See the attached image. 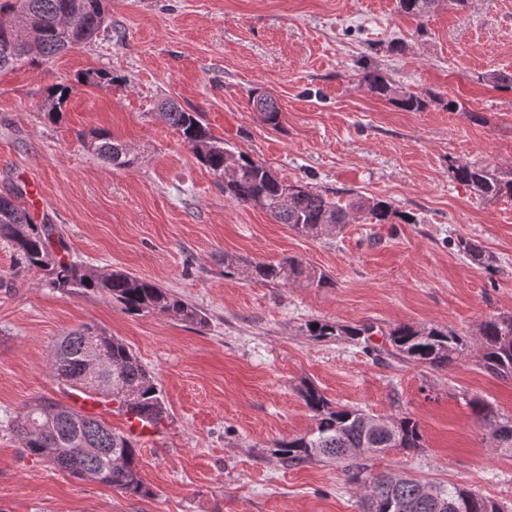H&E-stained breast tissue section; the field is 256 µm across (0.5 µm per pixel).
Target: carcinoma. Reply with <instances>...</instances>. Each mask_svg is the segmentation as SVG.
<instances>
[{"instance_id": "obj_1", "label": "carcinoma", "mask_w": 512, "mask_h": 512, "mask_svg": "<svg viewBox=\"0 0 512 512\" xmlns=\"http://www.w3.org/2000/svg\"><path fill=\"white\" fill-rule=\"evenodd\" d=\"M447 3V0H398L401 12L422 22ZM105 18V0H14L0 7V70L34 66L61 53L76 49L92 40ZM115 77L103 70H87L78 77L84 86L107 88ZM369 91L408 112L427 106L424 98L403 92L377 70L363 76ZM73 88L66 85L50 90L40 107L44 116L54 121ZM261 120L278 125L280 106L276 99L255 91L250 99ZM161 117L182 141L195 149L204 147L197 159L219 177H224V162L231 154L224 140L212 135L202 113L187 111L170 100L162 107ZM93 152L114 168L131 164L127 144L107 132L92 135ZM236 178L224 181V195L242 205L266 212L279 224L298 234L318 237L326 231L341 230L366 215L373 224H388L397 215L393 205L380 198L360 197L342 205L306 183L287 182L266 164L242 154L237 155ZM454 180L478 196L495 200L512 199V172L499 173L484 165L460 163L452 166ZM292 189L288 204H282L287 189ZM22 190L0 193V237L9 241L21 262L47 271L49 283L61 293L101 294L135 315L159 314L203 327L204 312L178 295L122 269L106 273L87 269L57 255L53 246V228L37 224L21 207ZM251 281L262 284L306 283L327 288L333 282L322 271L288 257L277 263L249 265ZM375 326L371 323L342 325L311 322L307 332L315 339L371 341ZM467 337L435 327L422 331L411 324H401L388 334L390 350L375 349L403 361L442 371L453 366L467 348ZM479 363L502 380H512V315H496L479 325L477 334ZM97 352L100 375L87 370L85 356ZM49 369L69 388L105 404L115 411L133 415L142 426L154 430L168 417L161 390L155 377L122 340L86 325L59 338L51 346ZM302 398L314 413L317 425L309 433L276 443L278 454L290 466L318 458L346 464L351 478L364 489L367 512H456V505L466 504V512H504L494 500L479 496L465 486L453 484L425 491L426 485L413 479L364 474V464L348 453L350 448H365L374 455L388 447L386 434L365 424L367 413L360 409L332 406L312 384L305 386ZM478 422L496 421L493 437L512 447V419L499 417L494 407L477 397L469 402ZM404 443L402 449L422 448L418 424L410 417L400 418ZM25 450L54 467L80 479H91L125 494L147 497L150 489L140 477L139 437L125 430L116 431L99 416L82 413L78 408L55 402H38L27 407L11 422Z\"/></svg>"}]
</instances>
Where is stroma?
I'll return each mask as SVG.
<instances>
[{
    "label": "stroma",
    "instance_id": "obj_1",
    "mask_svg": "<svg viewBox=\"0 0 512 512\" xmlns=\"http://www.w3.org/2000/svg\"><path fill=\"white\" fill-rule=\"evenodd\" d=\"M111 87L77 84L89 69ZM378 69L427 99L406 112L362 80ZM512 0H469L425 23L398 0H108L107 29L36 67L0 72V193L49 224L84 267L123 269L205 312L197 327L126 313L94 294H63L0 238V512H360L343 465L291 467L275 441L316 425L301 389L332 403L417 421L423 447L366 459L368 473L461 484L512 508V447L495 445L469 405L512 417V381L485 371L476 349L444 371L309 336L312 321L409 323L474 335L512 313V199H482L451 167L512 171ZM72 86L57 122L38 106ZM272 93L278 125L259 121L252 90ZM202 112L231 150L331 198L392 202L389 224L356 221L306 237L227 199L222 181L158 115L166 98ZM455 99L464 111L452 112ZM125 142L131 166L88 149L92 132ZM466 238L486 257L459 252ZM295 257L329 288L259 285L224 260ZM84 325L125 342L151 370L170 416L142 438L151 494L132 497L28 455L11 430L40 401L70 403L48 368L50 346Z\"/></svg>",
    "mask_w": 512,
    "mask_h": 512
}]
</instances>
